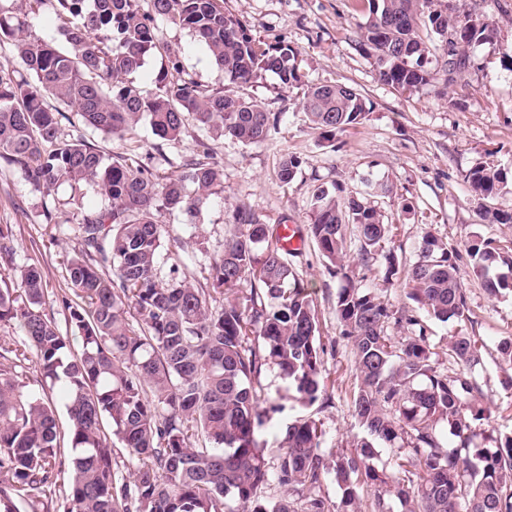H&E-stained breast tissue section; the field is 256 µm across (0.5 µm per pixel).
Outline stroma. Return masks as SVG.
Segmentation results:
<instances>
[{
  "label": "stroma",
  "instance_id": "1",
  "mask_svg": "<svg viewBox=\"0 0 512 512\" xmlns=\"http://www.w3.org/2000/svg\"><path fill=\"white\" fill-rule=\"evenodd\" d=\"M451 2L459 13L494 27L498 37L469 48L470 64L453 84L437 82L409 93L380 81L358 46L368 16L363 0H224L225 11L238 18L261 47L285 41L297 50L296 64L306 84L342 83L363 95L366 117L337 135L334 144L323 143L299 108L301 89L283 86L274 73L264 70L239 88L266 111L282 115L263 141L244 145L194 125L180 139L164 140L144 121L124 135L94 133L90 139L104 155L135 166L149 164L160 176L176 170L202 141L223 168L224 190L211 197L200 223H189L176 211L162 215L168 250L161 261L164 273L174 263L200 268L222 253L236 208H246L262 224L303 228L310 222L315 187L338 186L354 193L369 182L390 184L392 195L376 198L375 204L393 226L384 249L398 268L406 269L416 260L427 233L457 251L458 276L472 322L462 327L452 320H428L429 341L443 369L448 366L450 336L462 331L482 343L486 414L477 426L505 437L512 436V366L500 362L496 345L512 337V294L493 298L485 292L465 244L475 235L512 243V224L489 217L494 209L512 211V190L487 199L471 189L465 176L489 158L512 170V0ZM157 26L165 50L146 58L133 75L135 83L151 89L173 54L203 89H229L227 77L194 36L162 20ZM287 154L299 156L302 164L295 179L283 185L277 172ZM70 194L69 185L63 184L52 195H42L15 166L0 160V226L10 227L16 250L13 264L0 261V281H12L16 267L36 265L46 285V310L62 329L68 326L69 313L55 297L67 290V264L80 248L77 228L67 223L61 207ZM48 210L57 215L54 223L44 218ZM293 263L318 313L329 401L302 407L287 379L277 371L267 372L256 390L284 410L274 414L264 438L269 447H276L285 424L308 413L322 423L327 447L350 452L362 432L354 425L350 404L358 384L355 358L336 316L341 282L329 275L312 240H305Z\"/></svg>",
  "mask_w": 512,
  "mask_h": 512
}]
</instances>
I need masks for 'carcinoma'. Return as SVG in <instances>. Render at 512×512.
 <instances>
[{
  "label": "carcinoma",
  "instance_id": "carcinoma-1",
  "mask_svg": "<svg viewBox=\"0 0 512 512\" xmlns=\"http://www.w3.org/2000/svg\"><path fill=\"white\" fill-rule=\"evenodd\" d=\"M52 2L62 48L28 33L24 0H0V40L13 42L20 64L0 65V158L44 195L64 183L76 195L89 185L107 205L72 215L81 248L68 265L71 295L59 302L75 337L45 313L37 267L15 269L13 285L0 287V321L17 322L25 336L21 349L0 344V357L10 360L0 362V512H16V496L33 506L55 490V394L68 417L67 512H359L367 485L372 512H512V436L488 435L479 444L473 428L484 416L478 340L451 337L456 368L439 370L420 317L392 310L348 274L346 227L354 226L360 264L370 272L392 231L380 211L363 197L319 186L308 225L328 273L343 281L336 314L358 371L351 399L363 431L357 450L324 447L322 424L311 415L289 423L271 450L261 432L275 404L261 406L254 382L276 366L312 406L325 394L327 374L317 312L278 225L237 209L224 251L208 266H173L162 276L160 216L178 211L199 220L224 189V170L202 143L161 178L105 156L85 135H121L146 120L156 136L176 140L192 120L247 145L276 127L280 115L233 92H207L176 58L150 91L129 79L161 48L158 17L197 36L233 84L250 82L259 69L287 87L300 84L296 49L285 41L257 47L224 11V0H151L149 15L140 0ZM367 2L359 47L379 79L401 92L434 80L430 38L447 51L444 71L451 74L465 67V47L497 37L488 24L440 9L437 0ZM50 97L81 126L62 129L66 115ZM300 106L328 142L366 114L362 95L345 84L310 85ZM300 166L299 157L286 156L279 182L290 183ZM467 181L494 198L512 184V171L485 161ZM466 251L488 295L512 292V255L480 236ZM498 267L507 271L490 274ZM400 287L441 322L471 320L454 252L431 234ZM391 322L406 324L407 334L388 335ZM28 360L40 372V394L17 379L16 367ZM114 437L128 452L124 472L113 458ZM375 448L387 449L392 472L370 465ZM328 481L340 490L337 505L323 493ZM271 483L287 489L288 499L265 497Z\"/></svg>",
  "mask_w": 512,
  "mask_h": 512
}]
</instances>
